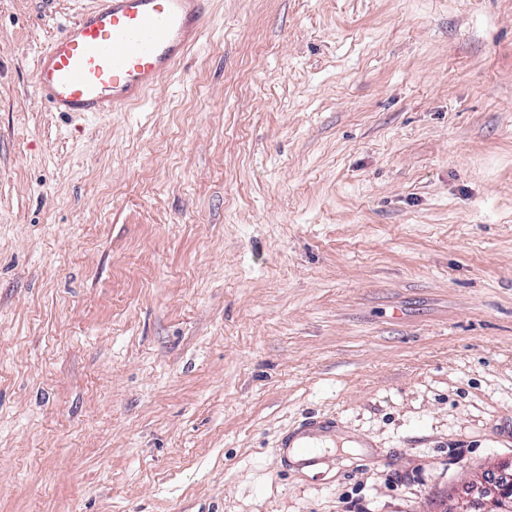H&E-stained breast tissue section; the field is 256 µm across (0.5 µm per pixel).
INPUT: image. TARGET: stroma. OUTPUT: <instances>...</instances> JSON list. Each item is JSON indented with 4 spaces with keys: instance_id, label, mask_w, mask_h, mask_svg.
<instances>
[{
    "instance_id": "stroma-1",
    "label": "stroma",
    "mask_w": 512,
    "mask_h": 512,
    "mask_svg": "<svg viewBox=\"0 0 512 512\" xmlns=\"http://www.w3.org/2000/svg\"><path fill=\"white\" fill-rule=\"evenodd\" d=\"M88 2L0 0V512H445L511 463L512 0H210L141 104L48 111ZM336 429V423L325 420H307L304 424L294 430L285 433L280 440L279 448L288 463V448H314L310 441L320 438H327Z\"/></svg>"
}]
</instances>
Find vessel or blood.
Instances as JSON below:
<instances>
[{"mask_svg":"<svg viewBox=\"0 0 512 512\" xmlns=\"http://www.w3.org/2000/svg\"><path fill=\"white\" fill-rule=\"evenodd\" d=\"M207 0H92L39 56L38 95L55 112H112L137 101L202 36ZM334 422L309 420L281 449L308 448Z\"/></svg>","mask_w":512,"mask_h":512,"instance_id":"obj_1","label":"vessel or blood"}]
</instances>
